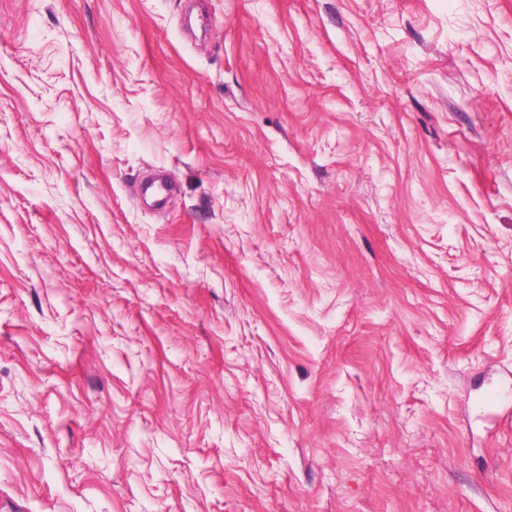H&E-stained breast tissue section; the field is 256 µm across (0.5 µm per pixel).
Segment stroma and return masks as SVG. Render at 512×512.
<instances>
[{
    "instance_id": "1",
    "label": "stroma",
    "mask_w": 512,
    "mask_h": 512,
    "mask_svg": "<svg viewBox=\"0 0 512 512\" xmlns=\"http://www.w3.org/2000/svg\"><path fill=\"white\" fill-rule=\"evenodd\" d=\"M0 512H512V0H0Z\"/></svg>"
}]
</instances>
